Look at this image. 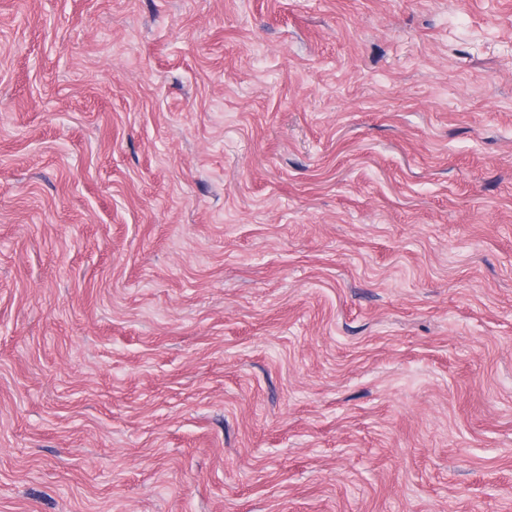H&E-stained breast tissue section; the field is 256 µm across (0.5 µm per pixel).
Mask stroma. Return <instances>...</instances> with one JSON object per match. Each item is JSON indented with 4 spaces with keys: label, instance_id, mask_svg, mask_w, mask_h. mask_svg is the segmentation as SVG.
Wrapping results in <instances>:
<instances>
[{
    "label": "stroma",
    "instance_id": "1",
    "mask_svg": "<svg viewBox=\"0 0 512 512\" xmlns=\"http://www.w3.org/2000/svg\"><path fill=\"white\" fill-rule=\"evenodd\" d=\"M0 512H512V0H0Z\"/></svg>",
    "mask_w": 512,
    "mask_h": 512
}]
</instances>
